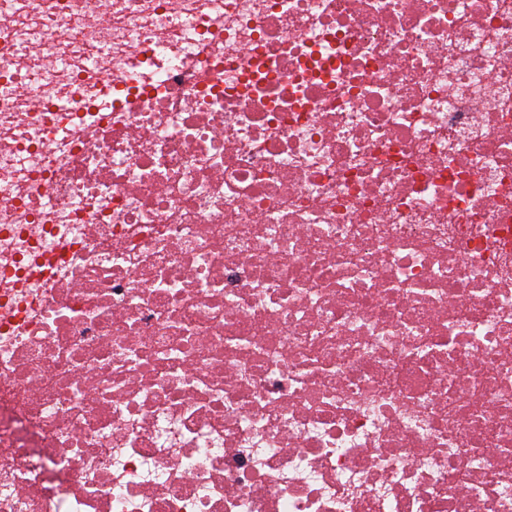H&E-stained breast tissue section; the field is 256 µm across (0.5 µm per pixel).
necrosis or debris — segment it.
Instances as JSON below:
<instances>
[{
  "label": "necrosis or debris",
  "instance_id": "necrosis-or-debris-1",
  "mask_svg": "<svg viewBox=\"0 0 512 512\" xmlns=\"http://www.w3.org/2000/svg\"><path fill=\"white\" fill-rule=\"evenodd\" d=\"M0 26V512H512V0ZM55 119L48 126L47 144L49 148L58 152L76 136H88L95 131L96 123L78 127L67 123L66 112H70V105L61 102L55 109Z\"/></svg>",
  "mask_w": 512,
  "mask_h": 512
}]
</instances>
